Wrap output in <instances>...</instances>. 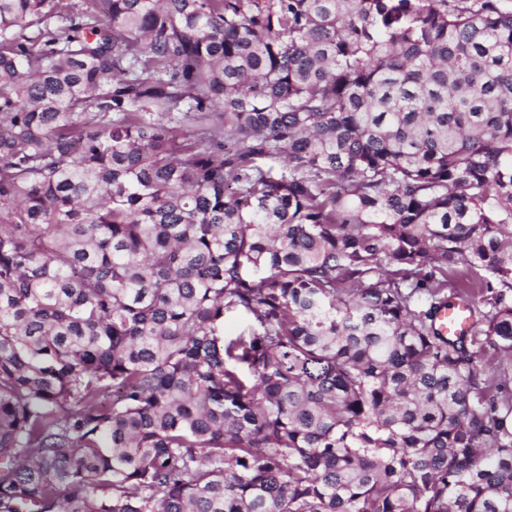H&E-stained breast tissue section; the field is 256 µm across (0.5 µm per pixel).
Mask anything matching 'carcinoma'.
I'll return each mask as SVG.
<instances>
[{
  "instance_id": "cac0c4a2",
  "label": "carcinoma",
  "mask_w": 512,
  "mask_h": 512,
  "mask_svg": "<svg viewBox=\"0 0 512 512\" xmlns=\"http://www.w3.org/2000/svg\"><path fill=\"white\" fill-rule=\"evenodd\" d=\"M488 348L507 0H0V512H512ZM466 311V308L460 303H452L449 307L443 308L438 316L441 322L439 329L442 334L459 336L468 331L471 318Z\"/></svg>"
}]
</instances>
